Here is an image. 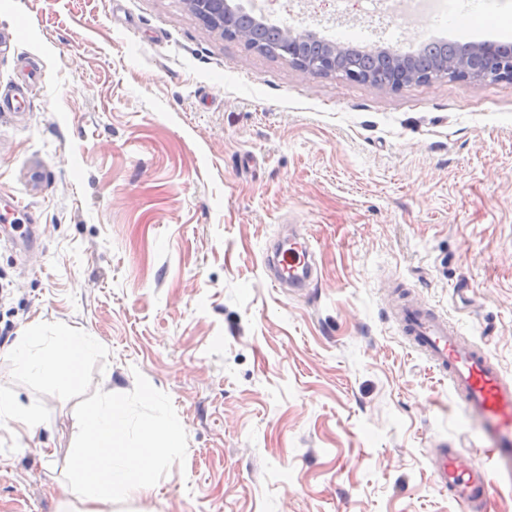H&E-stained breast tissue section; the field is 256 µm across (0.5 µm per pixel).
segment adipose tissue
<instances>
[{"label":"adipose tissue","instance_id":"ef3b65f1","mask_svg":"<svg viewBox=\"0 0 512 512\" xmlns=\"http://www.w3.org/2000/svg\"><path fill=\"white\" fill-rule=\"evenodd\" d=\"M37 327L18 344L13 355L19 367L57 382L76 377L82 354L95 342L83 335H59L46 346H38ZM156 423L145 426L137 441H129L128 414L114 395L86 415L81 439L69 450L70 474L59 484L58 512H112L115 500L134 502L149 497L152 474L158 465L179 457L177 422L158 405Z\"/></svg>","mask_w":512,"mask_h":512}]
</instances>
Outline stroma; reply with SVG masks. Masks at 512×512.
Returning <instances> with one entry per match:
<instances>
[{
  "mask_svg": "<svg viewBox=\"0 0 512 512\" xmlns=\"http://www.w3.org/2000/svg\"><path fill=\"white\" fill-rule=\"evenodd\" d=\"M269 23L405 53L512 43V0L416 32L373 0H261ZM0 388L42 421L0 427V512H57V480L106 393L131 426L165 403L180 458L142 512H460L428 451L484 447L390 295L487 343L512 381V81L383 90L311 75L211 31L184 0H0ZM297 230L308 288L268 249ZM94 337L74 383L9 351ZM53 448V461L40 455Z\"/></svg>",
  "mask_w": 512,
  "mask_h": 512,
  "instance_id": "stroma-1",
  "label": "stroma"
}]
</instances>
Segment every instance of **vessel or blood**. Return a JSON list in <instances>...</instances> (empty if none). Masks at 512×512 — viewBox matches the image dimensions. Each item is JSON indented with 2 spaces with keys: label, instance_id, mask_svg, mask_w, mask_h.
Returning <instances> with one entry per match:
<instances>
[{
  "label": "vessel or blood",
  "instance_id": "obj_1",
  "mask_svg": "<svg viewBox=\"0 0 512 512\" xmlns=\"http://www.w3.org/2000/svg\"><path fill=\"white\" fill-rule=\"evenodd\" d=\"M309 254L307 242L294 237L282 241L272 261L271 282L279 288L304 287L312 271ZM393 318L410 345L447 376L466 412L483 426L490 452L479 450L467 458L459 449L445 448L433 469L435 485L448 490L464 512H475L491 496L497 466L512 463V383L484 347L465 339L446 317L416 299L396 300Z\"/></svg>",
  "mask_w": 512,
  "mask_h": 512
}]
</instances>
